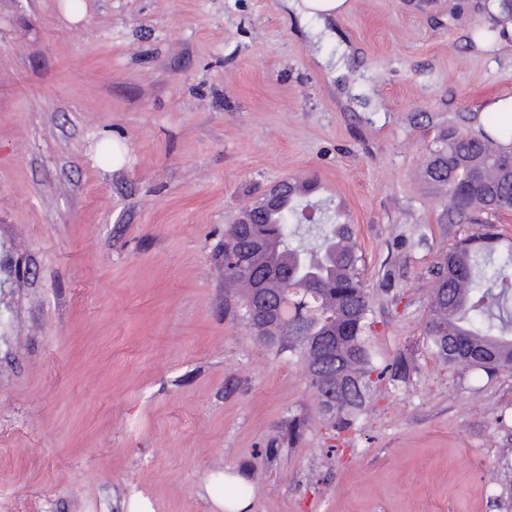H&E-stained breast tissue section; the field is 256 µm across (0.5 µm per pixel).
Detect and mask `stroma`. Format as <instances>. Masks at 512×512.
Returning a JSON list of instances; mask_svg holds the SVG:
<instances>
[{"label": "stroma", "mask_w": 512, "mask_h": 512, "mask_svg": "<svg viewBox=\"0 0 512 512\" xmlns=\"http://www.w3.org/2000/svg\"><path fill=\"white\" fill-rule=\"evenodd\" d=\"M482 0H0V512H499L512 371L446 366L421 335L445 224L416 175L437 131L512 97ZM123 150L120 163L105 146ZM317 181L365 260L373 340L411 355L356 430L296 362L224 313V227ZM303 432L278 438L291 418ZM288 7L294 9L297 13L308 16H319L316 13H321V18H333L340 14L345 0H301L300 3H295L296 0H290ZM240 477L231 472L224 473V499L214 496L211 493V500L214 506L225 512H246L251 503L249 499L237 497L230 492L232 486L238 485Z\"/></svg>", "instance_id": "35a3bbf8"}]
</instances>
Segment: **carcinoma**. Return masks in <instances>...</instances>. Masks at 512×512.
<instances>
[{
  "label": "carcinoma",
  "instance_id": "obj_1",
  "mask_svg": "<svg viewBox=\"0 0 512 512\" xmlns=\"http://www.w3.org/2000/svg\"><path fill=\"white\" fill-rule=\"evenodd\" d=\"M493 23L477 37L506 36L512 0H484ZM512 124L490 118L475 132L450 128L430 145L422 177L445 196L448 224L478 222L476 212L512 209ZM316 191L282 184L271 208L254 203L253 224L224 227V311L279 355L298 362L323 416L354 428L374 390L407 384L413 360L379 357L371 340L370 296L354 228L326 204L320 222L290 220ZM488 231L453 244L432 274L422 334L428 351L464 370H512V241Z\"/></svg>",
  "mask_w": 512,
  "mask_h": 512
}]
</instances>
